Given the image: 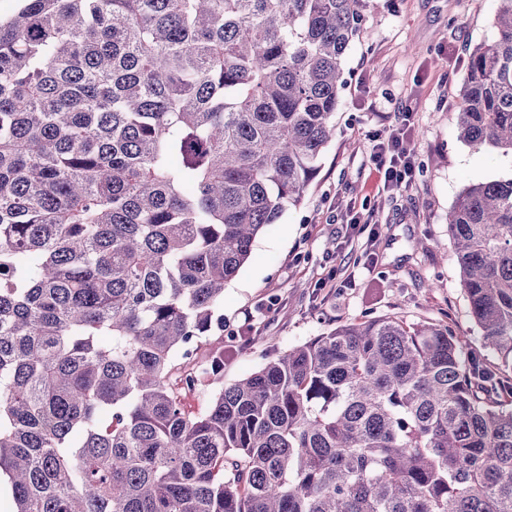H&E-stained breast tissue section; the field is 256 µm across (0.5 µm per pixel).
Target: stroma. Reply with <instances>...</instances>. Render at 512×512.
<instances>
[{"mask_svg":"<svg viewBox=\"0 0 512 512\" xmlns=\"http://www.w3.org/2000/svg\"><path fill=\"white\" fill-rule=\"evenodd\" d=\"M497 10L498 0H367L318 175L224 288L225 383L363 317L477 336L448 213L468 185L512 178V156L470 148L456 128L468 56L494 37ZM398 128L412 179L387 188L373 153Z\"/></svg>","mask_w":512,"mask_h":512,"instance_id":"stroma-1","label":"stroma"}]
</instances>
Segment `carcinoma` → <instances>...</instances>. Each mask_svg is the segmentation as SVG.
Listing matches in <instances>:
<instances>
[{
	"instance_id": "carcinoma-1",
	"label": "carcinoma",
	"mask_w": 512,
	"mask_h": 512,
	"mask_svg": "<svg viewBox=\"0 0 512 512\" xmlns=\"http://www.w3.org/2000/svg\"><path fill=\"white\" fill-rule=\"evenodd\" d=\"M365 0H19L0 20L12 512H512V177L448 235L481 347L370 317L224 378V287L301 205ZM459 138L512 153V0Z\"/></svg>"
}]
</instances>
